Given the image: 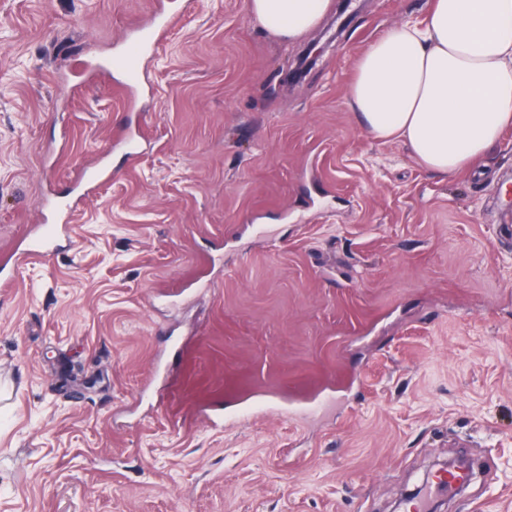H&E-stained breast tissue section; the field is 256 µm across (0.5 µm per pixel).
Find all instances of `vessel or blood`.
<instances>
[{
	"label": "vessel or blood",
	"instance_id": "b4317fda",
	"mask_svg": "<svg viewBox=\"0 0 512 512\" xmlns=\"http://www.w3.org/2000/svg\"><path fill=\"white\" fill-rule=\"evenodd\" d=\"M173 23V16L167 15L154 19L152 24L139 27L137 38L128 52L114 63L115 68L120 69L127 77L126 88L140 84V56L154 50ZM40 208L44 214L43 221L28 234L25 248L16 257L17 263L50 257L61 250L64 242L71 239V223L77 209L76 202L66 196L54 195L43 198Z\"/></svg>",
	"mask_w": 512,
	"mask_h": 512
}]
</instances>
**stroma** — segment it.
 Segmentation results:
<instances>
[{"label":"stroma","instance_id":"stroma-1","mask_svg":"<svg viewBox=\"0 0 512 512\" xmlns=\"http://www.w3.org/2000/svg\"><path fill=\"white\" fill-rule=\"evenodd\" d=\"M428 4L288 46L246 0H0V258L111 174L0 290V512H512V127L441 177L347 100ZM158 12L132 97L106 64ZM44 218L41 225L36 226L28 236L25 248L18 253V266L36 259L47 258L59 252L65 241L71 243V223L77 209V203L66 196L53 195L45 197L39 204Z\"/></svg>","mask_w":512,"mask_h":512}]
</instances>
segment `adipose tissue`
<instances>
[{
	"label": "adipose tissue",
	"mask_w": 512,
	"mask_h": 512,
	"mask_svg": "<svg viewBox=\"0 0 512 512\" xmlns=\"http://www.w3.org/2000/svg\"><path fill=\"white\" fill-rule=\"evenodd\" d=\"M331 0H247L266 32L292 44L318 28ZM351 108L379 141L398 140L426 170L450 176L512 126V0H430L358 59Z\"/></svg>",
	"instance_id": "adipose-tissue-1"
}]
</instances>
